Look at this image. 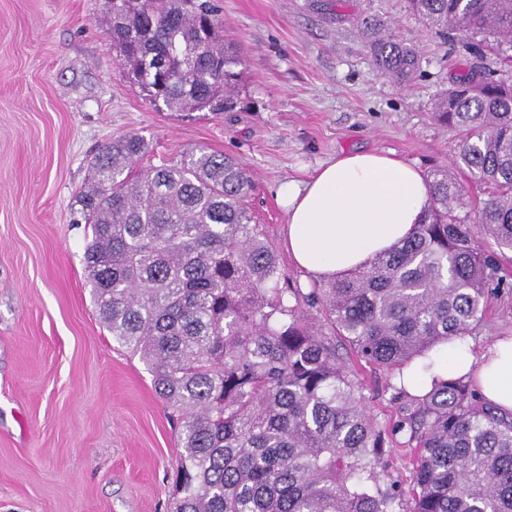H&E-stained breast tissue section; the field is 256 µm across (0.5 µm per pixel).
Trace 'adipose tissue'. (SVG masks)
Segmentation results:
<instances>
[{
  "instance_id": "obj_1",
  "label": "adipose tissue",
  "mask_w": 512,
  "mask_h": 512,
  "mask_svg": "<svg viewBox=\"0 0 512 512\" xmlns=\"http://www.w3.org/2000/svg\"><path fill=\"white\" fill-rule=\"evenodd\" d=\"M278 197L288 251L314 281L342 276L403 242L430 204L422 172L383 151L339 153L308 181L282 183ZM441 370L452 377L473 373L488 402L512 410V339L496 336L477 349L452 343Z\"/></svg>"
}]
</instances>
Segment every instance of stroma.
<instances>
[{"mask_svg": "<svg viewBox=\"0 0 512 512\" xmlns=\"http://www.w3.org/2000/svg\"><path fill=\"white\" fill-rule=\"evenodd\" d=\"M245 60L235 111L156 110L125 76L109 0H0V512H168L176 430L145 365L113 341L90 296L91 237L76 200L89 161L135 132L143 165L199 145L254 178L251 211L283 271L276 196L350 150L385 151L423 174L450 164L459 136L434 98L475 59L411 15L405 0H218ZM376 15L415 47L400 86L372 67L358 19Z\"/></svg>", "mask_w": 512, "mask_h": 512, "instance_id": "stroma-1", "label": "stroma"}]
</instances>
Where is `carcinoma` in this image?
<instances>
[{"label":"carcinoma","mask_w":512,"mask_h":512,"mask_svg":"<svg viewBox=\"0 0 512 512\" xmlns=\"http://www.w3.org/2000/svg\"><path fill=\"white\" fill-rule=\"evenodd\" d=\"M407 3L441 38L512 66V0ZM111 14L113 45L155 106L234 110L244 60L213 0H121ZM360 32L378 74L416 77L418 51L387 23L366 16ZM432 109L461 145L428 181L415 233L307 292L253 223L254 182L232 156L199 145L139 169L148 144L128 133L92 158L78 198L92 300L178 421L171 512H512V412L481 400L473 374L414 393L388 385L396 416L380 423L340 353L424 375L512 292L500 262L512 252V83L476 66ZM460 173L486 194L471 221L457 214ZM397 439L414 450L407 478L385 461Z\"/></svg>","instance_id":"cac0c4a2"}]
</instances>
